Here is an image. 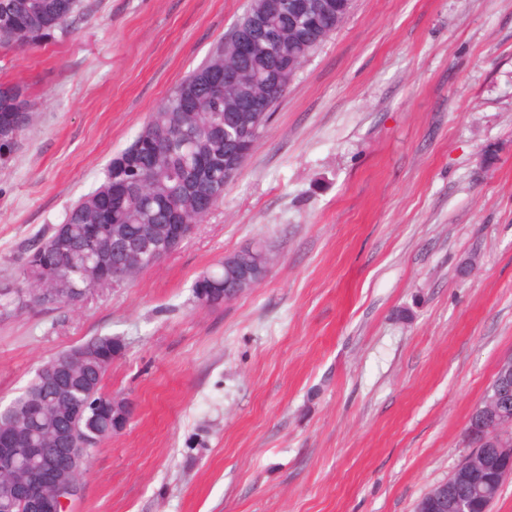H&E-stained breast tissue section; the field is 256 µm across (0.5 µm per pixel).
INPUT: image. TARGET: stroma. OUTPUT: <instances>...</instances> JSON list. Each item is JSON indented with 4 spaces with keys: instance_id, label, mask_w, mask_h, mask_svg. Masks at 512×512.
Listing matches in <instances>:
<instances>
[{
    "instance_id": "1",
    "label": "stroma",
    "mask_w": 512,
    "mask_h": 512,
    "mask_svg": "<svg viewBox=\"0 0 512 512\" xmlns=\"http://www.w3.org/2000/svg\"><path fill=\"white\" fill-rule=\"evenodd\" d=\"M249 2L83 0L0 50L36 102L0 164V287ZM257 242L267 277L199 306ZM96 336L136 413L69 512H415L512 356V0H354L179 249L75 306L0 307V406ZM257 266L254 268H242L239 269L235 276L231 286L224 284V262L221 263V271L217 272H206L200 275L195 281L192 294L195 302L199 305H205L203 300L207 299L212 292V288L215 284L224 285V295L214 294L209 300V304H221L231 301L233 298H237L250 288H254L259 282V276L267 269H270L271 257L267 254L266 250L258 246L257 253Z\"/></svg>"
}]
</instances>
